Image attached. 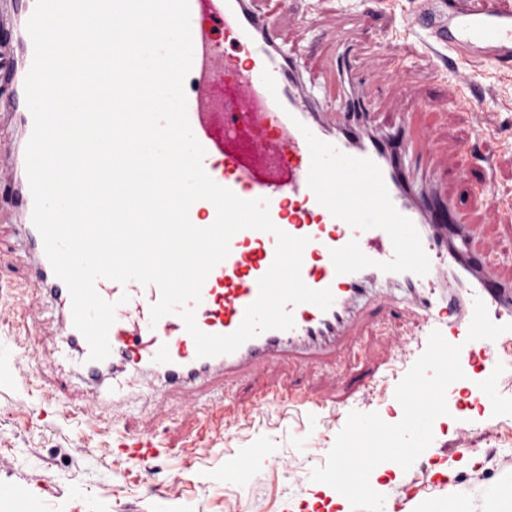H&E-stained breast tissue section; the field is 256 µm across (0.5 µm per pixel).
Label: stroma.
I'll use <instances>...</instances> for the list:
<instances>
[{"mask_svg": "<svg viewBox=\"0 0 512 512\" xmlns=\"http://www.w3.org/2000/svg\"><path fill=\"white\" fill-rule=\"evenodd\" d=\"M275 21L276 33L300 51L307 75L327 96L336 93L332 61L345 43L355 48L354 72L373 101V121L403 107L414 113L416 130L447 146L449 135L479 132L483 154L492 161L490 187L476 180V159H466L452 190L488 192L498 204L492 214L474 207L462 216L474 222L478 244L490 260L512 275V70L457 57L455 71L435 69L436 57L410 20L419 0H258ZM481 89L471 95L470 86ZM29 257L17 242L15 218L0 208V488L27 487L31 500L54 512H227L240 496L225 480L224 467L240 448H273L276 461L261 470L270 512H338L321 483L295 491L292 468L322 466L350 412H375L387 423L403 414L395 388L425 351L418 320L393 311L366 319L350 340L355 358L284 360L256 376L244 374L224 387H207L196 407L170 392L134 404L103 408L89 387L59 390V338L51 313L32 317L38 295ZM406 339L395 350L392 337ZM37 362L27 379L10 373L17 353ZM474 430V447L489 448L507 422L500 416L453 407L433 423L434 440L410 469L390 467L376 477L378 493L392 485L418 490L420 498L447 497L448 480L437 468L453 466L458 478L473 472L469 461L449 455L459 426ZM147 431L171 448L149 467L134 465L118 449L126 431ZM181 470L188 506L172 502L166 485Z\"/></svg>", "mask_w": 512, "mask_h": 512, "instance_id": "obj_1", "label": "stroma"}]
</instances>
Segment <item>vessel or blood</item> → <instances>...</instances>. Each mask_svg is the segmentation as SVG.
<instances>
[{"instance_id": "b4317fda", "label": "vessel or blood", "mask_w": 512, "mask_h": 512, "mask_svg": "<svg viewBox=\"0 0 512 512\" xmlns=\"http://www.w3.org/2000/svg\"><path fill=\"white\" fill-rule=\"evenodd\" d=\"M193 64L186 84L191 129L205 150L202 164L219 185L244 200L264 199L280 230L307 238L301 277L313 289H331L328 310L291 306L294 326L267 330L235 352L198 357L194 339L175 314L151 322L161 292L156 285L98 279L105 301L117 303L108 334L110 356L90 360L75 328L72 299L54 273L32 221L34 201L26 171L33 117L25 79L33 61L28 33L0 39L1 96L17 104L1 112L13 133L12 161L0 166V202L12 208L20 245L35 262L36 286L52 308L62 346L58 359L103 405L171 390L190 397L216 378L261 374L271 364L344 352L363 311L389 306L412 313L447 311L448 325L468 348L512 335V278L489 261L460 216L471 198L448 196L443 179L458 171L472 137L440 151L419 139L402 113L389 130L368 124V88L331 106L308 88L298 61L281 45L269 15L255 0H189ZM414 26L455 56L497 68L512 66V6L504 0H421ZM274 234L245 229L230 240L195 307L198 328L226 335L241 324L271 267ZM119 450L138 465L160 455L154 438L124 437Z\"/></svg>"}]
</instances>
